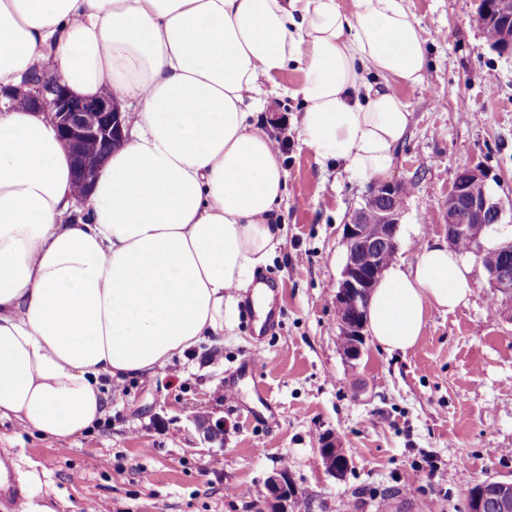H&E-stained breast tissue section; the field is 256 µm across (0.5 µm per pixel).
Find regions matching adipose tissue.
Masks as SVG:
<instances>
[{
    "mask_svg": "<svg viewBox=\"0 0 512 512\" xmlns=\"http://www.w3.org/2000/svg\"><path fill=\"white\" fill-rule=\"evenodd\" d=\"M36 65L136 103L83 205L49 118L0 109V422L67 440L105 416L104 380L233 332L282 238V160L251 113L301 96L304 144L380 180L412 122L396 88L423 85L426 57L403 0H0V87ZM291 65L292 91L277 82ZM471 267L439 243L391 263L370 336L411 350L427 306L468 301Z\"/></svg>",
    "mask_w": 512,
    "mask_h": 512,
    "instance_id": "ef3b65f1",
    "label": "adipose tissue"
}]
</instances>
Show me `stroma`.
<instances>
[{
	"label": "stroma",
	"mask_w": 512,
	"mask_h": 512,
	"mask_svg": "<svg viewBox=\"0 0 512 512\" xmlns=\"http://www.w3.org/2000/svg\"><path fill=\"white\" fill-rule=\"evenodd\" d=\"M476 4L405 0L427 54L424 86L401 90L412 124L388 175L407 186L397 255L407 264L419 246L446 242L442 211L467 165L485 170L504 208L493 230L512 238V56L489 47ZM302 107L272 96L253 115L286 138L284 239L261 268L275 333L256 345L239 317L234 335L110 389L109 414L65 441L1 422L8 478L34 473L54 512H267L265 497L226 490L266 486L279 470L297 492L292 512H467L463 485L443 474L512 480V322L489 314L481 263L466 305L426 308L412 350L391 355L370 340L360 360L345 361L334 306L342 232L369 185L303 144ZM211 417L224 421L223 445L197 429ZM326 433L350 458L344 476L321 462ZM429 456L439 476L422 472Z\"/></svg>",
	"instance_id": "obj_1"
}]
</instances>
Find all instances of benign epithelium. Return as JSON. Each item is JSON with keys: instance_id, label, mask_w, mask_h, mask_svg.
<instances>
[{"instance_id": "obj_1", "label": "benign epithelium", "mask_w": 512, "mask_h": 512, "mask_svg": "<svg viewBox=\"0 0 512 512\" xmlns=\"http://www.w3.org/2000/svg\"><path fill=\"white\" fill-rule=\"evenodd\" d=\"M491 13L503 27V41L512 45V0H494ZM0 101L6 106L22 105L47 115L73 162L79 201L86 203L97 172L127 134L123 112L114 97L106 92L81 97L57 76L45 73L36 79L28 73L20 84L0 88ZM474 184H486V175L479 167L465 166L448 195L444 223L448 224V242L453 247L461 238L481 245L485 231L502 220L501 204L485 193H472ZM397 186L396 181L372 184L363 203L344 225L345 264L334 304L344 340L342 354L350 363L359 360L364 352L365 310L373 288L386 270L383 254L389 249L399 250L397 233L403 211L382 204V200L395 194ZM372 212L377 214L379 223L368 219ZM487 275L490 288L503 301V318L512 321V274L505 268H491ZM198 430L204 441L224 444V419L204 421L198 424ZM318 454L326 470L335 477L343 476L349 468L346 449L330 433L320 439ZM478 485L496 488L502 512H512L511 481L489 477ZM267 486L268 512H289L296 491L288 475L282 471L274 473Z\"/></svg>"}]
</instances>
